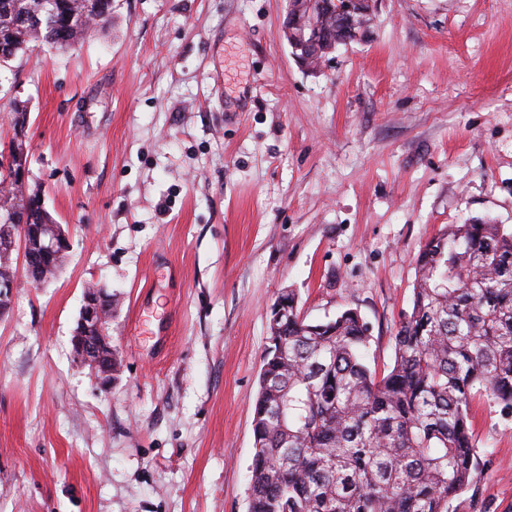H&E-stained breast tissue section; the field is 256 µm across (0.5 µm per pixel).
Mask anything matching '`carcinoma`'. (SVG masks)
Here are the masks:
<instances>
[{
	"label": "carcinoma",
	"instance_id": "cac0c4a2",
	"mask_svg": "<svg viewBox=\"0 0 512 512\" xmlns=\"http://www.w3.org/2000/svg\"><path fill=\"white\" fill-rule=\"evenodd\" d=\"M41 9L39 30L20 17ZM77 0H0V53L30 43L65 50L83 39L69 17ZM0 151V279L16 277L11 255L24 239L53 281L66 249L42 254L57 221L37 184L9 170ZM412 309L395 335L393 366L365 363L369 328L347 309L308 322L288 291L274 306L254 404L249 512H449L476 483L480 458L472 402L512 409V228L450 224L416 259Z\"/></svg>",
	"mask_w": 512,
	"mask_h": 512
}]
</instances>
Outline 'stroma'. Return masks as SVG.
Returning <instances> with one entry per match:
<instances>
[{
  "label": "stroma",
  "instance_id": "obj_1",
  "mask_svg": "<svg viewBox=\"0 0 512 512\" xmlns=\"http://www.w3.org/2000/svg\"><path fill=\"white\" fill-rule=\"evenodd\" d=\"M286 0H112L73 51L0 67V143L67 230L55 282L0 318V512H248L271 307L357 310L394 361L415 260L450 224L512 227V0H374L303 69ZM118 296L109 390L74 357L83 292ZM452 512H512V412Z\"/></svg>",
  "mask_w": 512,
  "mask_h": 512
}]
</instances>
